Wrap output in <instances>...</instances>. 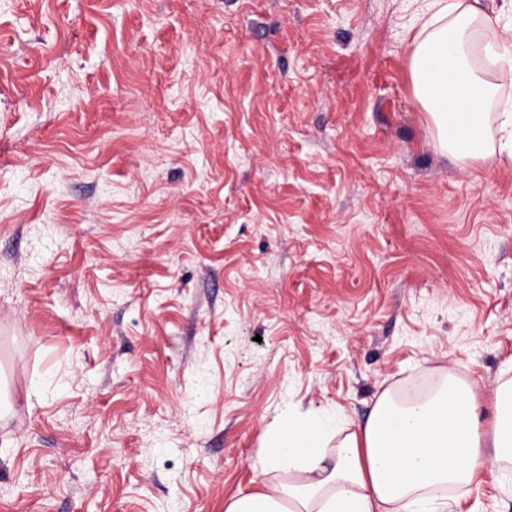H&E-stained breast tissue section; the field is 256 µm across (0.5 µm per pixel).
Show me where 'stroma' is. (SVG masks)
Here are the masks:
<instances>
[{
	"label": "stroma",
	"instance_id": "stroma-1",
	"mask_svg": "<svg viewBox=\"0 0 512 512\" xmlns=\"http://www.w3.org/2000/svg\"><path fill=\"white\" fill-rule=\"evenodd\" d=\"M423 7L0 0V512H224L288 412L512 379V160L442 150Z\"/></svg>",
	"mask_w": 512,
	"mask_h": 512
}]
</instances>
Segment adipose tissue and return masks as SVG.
Instances as JSON below:
<instances>
[{
    "label": "adipose tissue",
    "instance_id": "adipose-tissue-1",
    "mask_svg": "<svg viewBox=\"0 0 512 512\" xmlns=\"http://www.w3.org/2000/svg\"><path fill=\"white\" fill-rule=\"evenodd\" d=\"M410 71L415 95L441 145L466 163L491 157L486 107L498 103L512 157V101L475 63L476 31L486 59L512 70V22L472 0H429ZM328 422L291 412L271 423L253 462L256 489L224 512H448L450 493L478 482L486 460L512 463V383L491 403L452 376L417 397L383 392L364 424L331 443Z\"/></svg>",
    "mask_w": 512,
    "mask_h": 512
}]
</instances>
